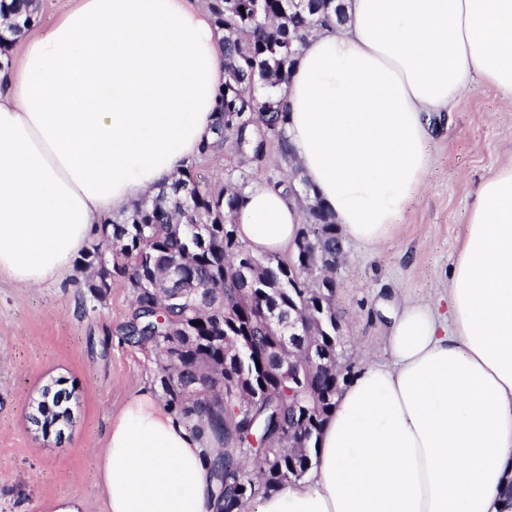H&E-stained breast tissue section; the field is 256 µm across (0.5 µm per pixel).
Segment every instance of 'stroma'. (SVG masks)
<instances>
[{
    "label": "stroma",
    "instance_id": "obj_1",
    "mask_svg": "<svg viewBox=\"0 0 512 512\" xmlns=\"http://www.w3.org/2000/svg\"><path fill=\"white\" fill-rule=\"evenodd\" d=\"M426 121L431 139L424 190L378 244L344 242L336 307L343 315V360L359 368L385 359L380 296L393 293L423 305L447 296L476 190L512 161V104L491 87L476 85ZM197 169L219 188L231 171L255 186L289 167L277 152L255 163L227 146L198 161ZM89 275L77 257L58 280L36 288L0 275V512H46L67 495L81 499L82 512H107L97 477L106 429L129 395L156 382L154 354L123 342L117 332L131 302L128 288L114 281L97 304L85 288ZM58 379L76 385L80 395L76 422L60 440L43 437L30 421L33 402Z\"/></svg>",
    "mask_w": 512,
    "mask_h": 512
}]
</instances>
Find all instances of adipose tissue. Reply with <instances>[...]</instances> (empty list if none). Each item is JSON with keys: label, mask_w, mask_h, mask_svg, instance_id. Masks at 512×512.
Segmentation results:
<instances>
[{"label": "adipose tissue", "mask_w": 512, "mask_h": 512, "mask_svg": "<svg viewBox=\"0 0 512 512\" xmlns=\"http://www.w3.org/2000/svg\"><path fill=\"white\" fill-rule=\"evenodd\" d=\"M284 88L287 139L347 237L374 245L422 187L425 113L474 83L512 102V0H346ZM0 68V273L54 280L213 142L224 34L205 0H74ZM305 222L283 189L241 195L237 233L280 255ZM387 360L342 386L308 472L257 512H512V163L478 190L444 307L402 301ZM149 386L108 430V512H215L210 457Z\"/></svg>", "instance_id": "adipose-tissue-1"}]
</instances>
